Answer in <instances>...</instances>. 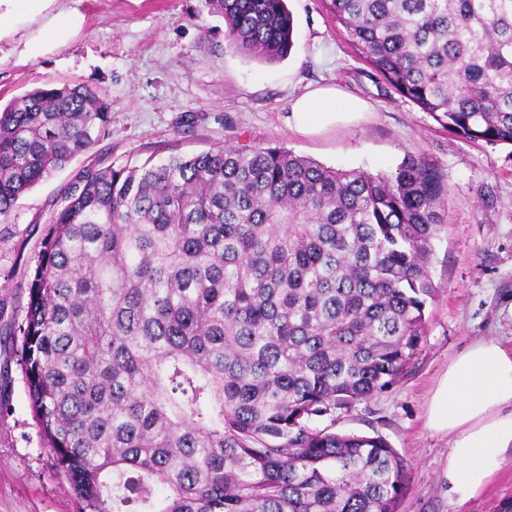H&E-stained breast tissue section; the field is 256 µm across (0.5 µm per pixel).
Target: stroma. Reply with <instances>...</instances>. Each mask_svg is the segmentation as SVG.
<instances>
[{
	"instance_id": "35a3bbf8",
	"label": "stroma",
	"mask_w": 512,
	"mask_h": 512,
	"mask_svg": "<svg viewBox=\"0 0 512 512\" xmlns=\"http://www.w3.org/2000/svg\"><path fill=\"white\" fill-rule=\"evenodd\" d=\"M294 47L280 62L248 60L224 41L221 18L202 0H76L78 34L50 55L22 61L0 51V104L49 81L101 87L112 102L107 136L76 165L54 172L0 223V300L5 321L25 316L23 270L35 246L18 252L76 166L102 160L135 166L219 146H285L324 165L391 174L406 153L424 154L448 176L447 217L430 262L435 295L423 349L391 390L320 419L339 433L382 435L408 463L405 512H496L512 499V455L479 493L448 492L450 440L427 426L431 396L449 363L472 342L512 349V146L472 142L389 88L332 21L325 0H286ZM336 85L372 105L358 124L308 136L288 128L290 98ZM20 344L0 335L8 404L0 411V512H76L33 416Z\"/></svg>"
}]
</instances>
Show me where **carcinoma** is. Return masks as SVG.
Segmentation results:
<instances>
[{
  "instance_id": "1",
  "label": "carcinoma",
  "mask_w": 512,
  "mask_h": 512,
  "mask_svg": "<svg viewBox=\"0 0 512 512\" xmlns=\"http://www.w3.org/2000/svg\"><path fill=\"white\" fill-rule=\"evenodd\" d=\"M246 59L293 46L284 0H204ZM360 57L471 141L512 144V0H326ZM112 102L46 83L0 107V223L106 135ZM447 179L282 147L97 162L52 205L12 335L77 512H401L406 461L313 420L404 377Z\"/></svg>"
}]
</instances>
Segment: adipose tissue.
Returning <instances> with one entry per match:
<instances>
[{"mask_svg":"<svg viewBox=\"0 0 512 512\" xmlns=\"http://www.w3.org/2000/svg\"><path fill=\"white\" fill-rule=\"evenodd\" d=\"M84 21L62 0H0V44L12 42L23 59L52 53ZM369 109L334 87L292 101L288 124L317 134L358 122ZM428 424L451 440L446 477L460 498L478 493L506 453L512 452V352L498 342L471 344L449 366L430 403Z\"/></svg>","mask_w":512,"mask_h":512,"instance_id":"obj_1","label":"adipose tissue"}]
</instances>
